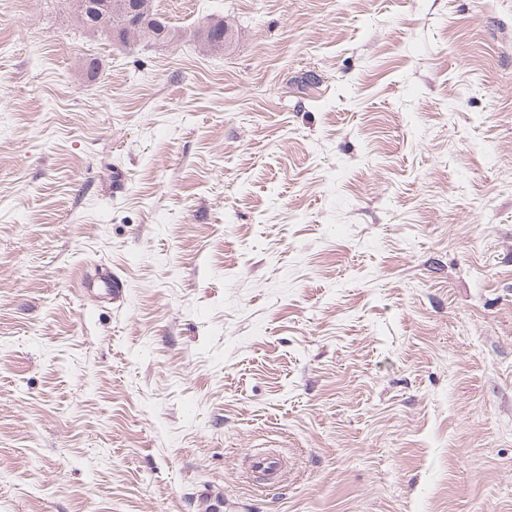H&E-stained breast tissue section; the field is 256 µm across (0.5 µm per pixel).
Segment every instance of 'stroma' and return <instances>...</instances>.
<instances>
[{
  "label": "stroma",
  "mask_w": 512,
  "mask_h": 512,
  "mask_svg": "<svg viewBox=\"0 0 512 512\" xmlns=\"http://www.w3.org/2000/svg\"><path fill=\"white\" fill-rule=\"evenodd\" d=\"M154 5L0 0V512H512V0ZM98 1L99 0H83L80 2L78 7L81 12H83L86 16H89L91 19H93L94 24H96L97 26H99V25L104 26V25H106L107 21L102 19V15L98 17L97 13H96V11H99L96 9V7L99 6ZM75 14H76V18L78 20L80 27L83 29V31L85 33H87L91 36H96V34L106 35L108 38H110L112 40V38L105 31L104 28H94V26H95L94 24L87 23V22H91L89 18L84 19V18H81V16L79 14H77L76 12H75ZM86 20H87V22H86ZM87 24H89V25H87ZM137 2H130L137 5L136 8L131 9L125 16L126 21L115 30V36L118 40L128 41L130 39L139 38L140 35H149L154 36L160 33V29H162L159 24L163 26L166 30V33L169 36L171 31L168 29L166 24L162 21L160 17L154 21L152 15L147 11L145 5H142L140 0H133ZM83 295H93L112 301L113 294L119 292V284L112 279V271L101 270L92 276H82L79 283ZM250 459L251 472L264 474L270 480L267 485H275L282 481L285 471L281 456L274 453L257 452L251 454Z\"/></svg>",
  "instance_id": "1"
}]
</instances>
